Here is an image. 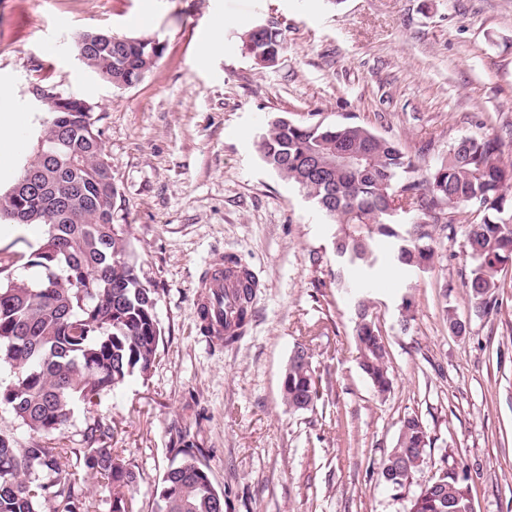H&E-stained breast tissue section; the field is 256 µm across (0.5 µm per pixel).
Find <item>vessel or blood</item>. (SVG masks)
Instances as JSON below:
<instances>
[{"mask_svg": "<svg viewBox=\"0 0 512 512\" xmlns=\"http://www.w3.org/2000/svg\"><path fill=\"white\" fill-rule=\"evenodd\" d=\"M259 286L256 273L243 260L219 257L209 262L198 279L195 295L197 316L207 335H224L225 323L238 320L245 288Z\"/></svg>", "mask_w": 512, "mask_h": 512, "instance_id": "obj_1", "label": "vessel or blood"}]
</instances>
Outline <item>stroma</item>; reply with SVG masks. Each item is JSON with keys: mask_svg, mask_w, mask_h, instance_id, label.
<instances>
[{"mask_svg": "<svg viewBox=\"0 0 512 512\" xmlns=\"http://www.w3.org/2000/svg\"><path fill=\"white\" fill-rule=\"evenodd\" d=\"M238 19L281 30L274 66L244 55ZM86 32L151 38L164 51L119 89L77 59ZM38 85L92 105L115 220L159 294L152 370L103 392L92 412L76 410L59 440L90 512H109V492L74 451L97 420L135 467L134 512H154V490L184 446L223 489L224 512H404L446 468L464 472L474 512H512V266L497 310L478 313L465 288L466 227L450 224L435 233L433 268L408 273L384 259L367 287H336L331 225L258 151L270 117L283 114L372 128L397 140L421 176L468 136L500 137L512 155V0H0V88L28 117L0 192L36 146ZM46 230L0 223V259L14 277L35 276L27 261ZM221 254L263 283L230 345L200 333L194 305L200 273ZM361 297L375 302L389 352L383 399L353 339ZM299 343L319 399L294 412L281 380ZM410 415L432 447L395 491L379 471Z\"/></svg>", "mask_w": 512, "mask_h": 512, "instance_id": "obj_1", "label": "stroma"}]
</instances>
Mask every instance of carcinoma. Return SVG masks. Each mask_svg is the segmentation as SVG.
I'll return each instance as SVG.
<instances>
[{
  "mask_svg": "<svg viewBox=\"0 0 512 512\" xmlns=\"http://www.w3.org/2000/svg\"><path fill=\"white\" fill-rule=\"evenodd\" d=\"M259 49L279 54L282 32L272 25ZM81 63L116 88L139 82L162 55L148 38L82 34L74 44ZM46 117L19 177L32 175L38 189L25 197L0 194V220L46 224L36 256L35 281L13 278L0 261V361L12 372L0 382V406L8 407L29 433L21 446L0 432V512H89L76 478L58 461L59 436L75 409L91 410L100 393L134 374L145 375L157 359L162 327L157 291L144 284L125 237L114 223L117 187L104 162L101 133L91 112L58 110L43 103ZM263 163L295 185L334 228L336 287L354 272L371 273L382 246L393 247L401 266L425 270L435 263L433 231L438 224H467L466 247L473 261L466 293L478 311L495 309L501 273L512 265V159L495 136L464 137L420 181L399 143L354 122L324 126L283 116L268 121L260 136ZM361 156L353 170L335 165L337 154ZM79 185L69 208L58 197ZM373 302L361 298L353 329L363 373L377 395L391 391L389 354L372 317ZM308 348L299 343L288 361L282 398L294 411L318 400V381ZM78 451L83 467L104 480L110 512H133L137 476L113 448L110 429L93 423ZM431 439L416 415L403 419L380 478L400 491L418 473ZM170 467L156 488L155 512H216L219 489L191 448ZM470 495L467 478L452 468L429 480L407 501L405 512H450Z\"/></svg>",
  "mask_w": 512,
  "mask_h": 512,
  "instance_id": "cac0c4a2",
  "label": "carcinoma"
}]
</instances>
